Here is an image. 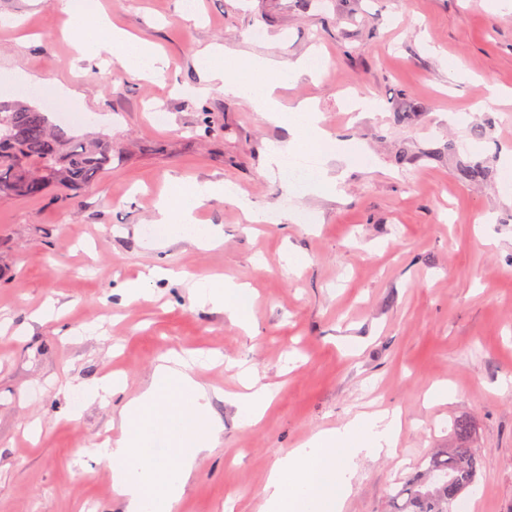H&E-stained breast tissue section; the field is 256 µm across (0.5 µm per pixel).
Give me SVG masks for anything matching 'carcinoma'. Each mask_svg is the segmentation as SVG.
<instances>
[{
  "label": "carcinoma",
  "mask_w": 512,
  "mask_h": 512,
  "mask_svg": "<svg viewBox=\"0 0 512 512\" xmlns=\"http://www.w3.org/2000/svg\"><path fill=\"white\" fill-rule=\"evenodd\" d=\"M111 168L112 137H77L36 106L0 102V197L37 198L50 189L89 186ZM491 174L482 160H461L457 167L465 183L485 181ZM422 463L423 470L390 496L391 512H454L476 485L480 468L469 421L457 420L451 447Z\"/></svg>",
  "instance_id": "obj_1"
}]
</instances>
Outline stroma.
Segmentation results:
<instances>
[{
	"mask_svg": "<svg viewBox=\"0 0 512 512\" xmlns=\"http://www.w3.org/2000/svg\"><path fill=\"white\" fill-rule=\"evenodd\" d=\"M100 3L112 24L161 48L166 80L118 70L108 54L80 57L56 0H0V101L46 105L22 79L33 74L70 89L77 134L112 138L111 170L66 201L0 198V316L11 321L0 332V512H126L106 462L85 453L119 436L123 397L70 421L60 387L116 372L133 394L173 351L219 354L199 375L224 427L175 512H264L278 457L383 409L401 413L396 452L357 460L343 512H389L394 487L447 447L461 417L482 454L471 512H512V189L501 176L512 104L488 102L490 89L512 93V12L491 0H194L187 19L182 0ZM209 47L237 74L246 57L314 55L313 72L277 94L287 107L312 100L349 144L337 192L267 175L268 145L290 134L206 82ZM357 94L372 111L353 109ZM407 98L419 110L396 122ZM476 124L490 125L487 139L471 137ZM450 139L491 178L464 183L456 158H426ZM175 178L233 182L272 220L246 223L214 200L197 219L221 226L219 246L153 245L146 228ZM306 212L314 223L277 221ZM290 253L308 265L290 272ZM148 266L188 279L148 283L150 300L124 302L117 280ZM212 275L253 289V332L193 302L189 279ZM50 301L63 316L33 321ZM81 325L87 333L72 335ZM243 366L275 388L256 425L229 399ZM444 382L453 396L429 401Z\"/></svg>",
	"mask_w": 512,
	"mask_h": 512,
	"instance_id": "35a3bbf8",
	"label": "stroma"
}]
</instances>
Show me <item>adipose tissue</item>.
<instances>
[{"label":"adipose tissue","instance_id":"obj_1","mask_svg":"<svg viewBox=\"0 0 512 512\" xmlns=\"http://www.w3.org/2000/svg\"><path fill=\"white\" fill-rule=\"evenodd\" d=\"M69 14L71 35L79 50L97 54L111 52L124 72L161 78L166 64L155 55L150 43L129 37L114 28L93 6L79 0H59ZM209 81L223 85L225 94L246 99L269 122L292 123L304 129L307 146H328L316 182L326 191L335 190V161L347 151L331 146L330 134L321 127L317 110L303 101L285 107L277 97L276 76L289 78L308 73L309 58L302 57L281 69L277 60L252 57L251 70L269 73L265 82L245 83L229 77L220 55L206 51ZM218 199L236 204L253 223L268 221L269 213L255 206L230 183L204 184L185 192L172 187L157 205V223L167 225L169 239H188L202 249L218 246L223 239L220 227L198 224L197 210ZM193 299L202 305L224 310L229 319L244 330L254 326L252 297L248 288L232 281L205 277L192 285ZM198 363L179 353L160 358L150 381L134 396H126L120 413L121 434L90 446L89 453L105 461L112 484L127 500V512H173L193 465L206 449L215 447L221 429L211 414L212 393L197 378ZM242 392L233 394L244 422L258 423L274 394L270 385L253 374L242 377ZM127 383L119 374H110L90 383L66 385L71 402L70 417H78L83 405L107 397L126 395ZM401 428L398 411L363 412L342 426L315 434L302 447L278 458L264 487L265 512H343L349 495L353 465L362 455L378 457L392 452Z\"/></svg>","mask_w":512,"mask_h":512}]
</instances>
